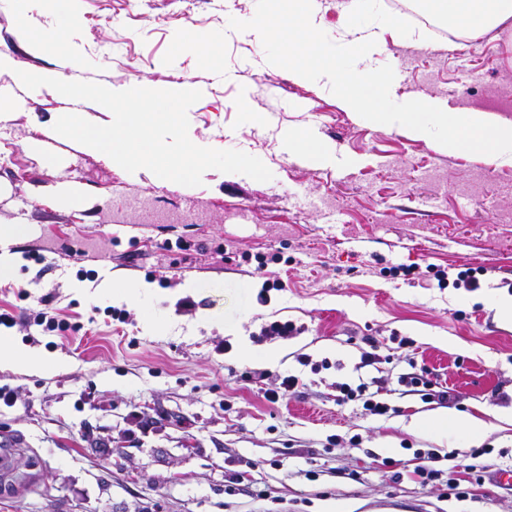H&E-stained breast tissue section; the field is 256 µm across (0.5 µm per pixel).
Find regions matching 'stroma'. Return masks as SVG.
<instances>
[{
  "label": "stroma",
  "instance_id": "35a3bbf8",
  "mask_svg": "<svg viewBox=\"0 0 512 512\" xmlns=\"http://www.w3.org/2000/svg\"><path fill=\"white\" fill-rule=\"evenodd\" d=\"M255 10L256 0H79L76 43L87 81L200 90L192 139L258 157L267 182L130 174L53 131L66 104L52 88L0 92V225L24 228L10 245L21 264L0 278V312L18 321L0 336L55 362L0 368L14 393L0 401V448L12 456L0 512H512V491L492 483L459 499L407 475L415 452L461 469L484 445L493 452L480 464L512 466V326L497 307L512 295V166L345 111L329 87L299 82L229 28ZM51 24L41 0L24 24L0 0V53L23 71L66 73V59L26 43V29ZM193 29L218 35L210 60L188 46ZM384 38L375 64L392 66L397 96L462 100L512 121V18L466 45L420 29ZM287 128L330 158L288 154ZM65 186L80 200L61 208ZM273 253L279 262L257 273ZM399 265L415 271L389 276ZM434 266L483 268L480 287H438ZM108 275L150 285L120 305V321L99 292ZM268 279L282 288L263 291ZM43 311L66 331L46 330ZM274 321L300 331L239 356V337ZM373 343L379 360L361 367ZM413 360L452 400L426 404L399 385ZM287 374L297 392L268 403L264 390ZM362 380L387 388L398 414L338 404L339 384ZM446 413L477 430L413 426ZM241 471L248 480L232 485Z\"/></svg>",
  "mask_w": 512,
  "mask_h": 512
}]
</instances>
